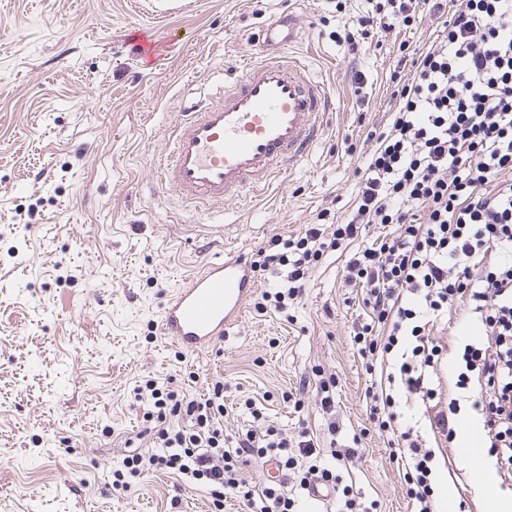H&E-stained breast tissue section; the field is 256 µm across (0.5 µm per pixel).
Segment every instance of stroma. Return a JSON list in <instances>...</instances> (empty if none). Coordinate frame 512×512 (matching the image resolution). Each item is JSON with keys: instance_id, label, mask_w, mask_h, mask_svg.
<instances>
[{"instance_id": "obj_1", "label": "stroma", "mask_w": 512, "mask_h": 512, "mask_svg": "<svg viewBox=\"0 0 512 512\" xmlns=\"http://www.w3.org/2000/svg\"><path fill=\"white\" fill-rule=\"evenodd\" d=\"M371 3L0 0V512H218L205 489L171 474L113 489V470L150 446L147 407L133 399L149 377L196 396L223 378L225 434L250 427L244 402L256 398L268 424L309 432L339 487L377 512H411L366 414L369 376L350 337L364 314L339 253L312 271L291 318L247 299L223 342L194 354L157 330L168 294L225 249L252 254L304 234L322 209L344 214L374 147L366 132L394 108L401 47L425 50L442 29L427 15L351 52L336 32ZM287 18L291 53L334 90L322 140L261 195L187 206L157 181L172 123L251 58L266 24ZM325 381L336 384L333 436L319 409ZM353 445L354 459L332 458ZM441 475L454 512H482L467 466L452 461Z\"/></svg>"}]
</instances>
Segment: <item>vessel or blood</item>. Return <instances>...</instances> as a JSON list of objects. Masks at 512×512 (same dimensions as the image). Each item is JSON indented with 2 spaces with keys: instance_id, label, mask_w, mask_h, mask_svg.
<instances>
[{
  "instance_id": "1",
  "label": "vessel or blood",
  "mask_w": 512,
  "mask_h": 512,
  "mask_svg": "<svg viewBox=\"0 0 512 512\" xmlns=\"http://www.w3.org/2000/svg\"><path fill=\"white\" fill-rule=\"evenodd\" d=\"M261 37L260 59L235 69L213 100L181 113L172 127L158 179L189 204L216 207L268 186L325 130L327 85L303 59L270 53L280 38L276 24ZM256 286L244 253L209 261L170 293L160 313L162 336L189 353L223 342Z\"/></svg>"
}]
</instances>
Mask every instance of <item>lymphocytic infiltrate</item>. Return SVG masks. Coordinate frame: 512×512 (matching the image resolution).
<instances>
[{"label": "lymphocytic infiltrate", "mask_w": 512, "mask_h": 512, "mask_svg": "<svg viewBox=\"0 0 512 512\" xmlns=\"http://www.w3.org/2000/svg\"><path fill=\"white\" fill-rule=\"evenodd\" d=\"M427 14L445 15L444 29L426 52L401 51L393 72L409 68L413 76L393 93L389 131L367 133L375 147L355 171L347 215L311 225L295 241L272 237L251 262L277 278L259 310L284 313L301 301L324 255L353 244L369 225L389 226L350 255L342 277L359 290L367 315L352 339L370 376L366 411L399 451L412 512H435L437 465L457 438L462 401L496 476L512 478V0H375L352 28L365 38L379 22L408 27ZM444 320L481 328L457 344L449 384L432 336ZM134 398L150 405L152 449L127 456L113 486L163 472L205 486L217 510L232 494L244 512H295L287 479L300 460L310 462L301 488L315 474L334 479L319 470L308 432L290 438L259 424L227 442L223 380L196 399L148 379ZM414 404L425 409L433 446L403 423V407ZM271 458L280 480L251 485L243 464Z\"/></svg>", "instance_id": "f902f5d3"}]
</instances>
